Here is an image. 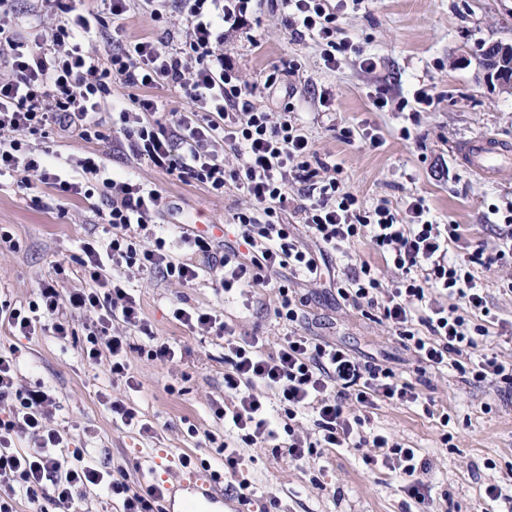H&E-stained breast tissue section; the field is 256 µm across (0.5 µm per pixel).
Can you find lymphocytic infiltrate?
<instances>
[{
    "label": "lymphocytic infiltrate",
    "mask_w": 512,
    "mask_h": 512,
    "mask_svg": "<svg viewBox=\"0 0 512 512\" xmlns=\"http://www.w3.org/2000/svg\"><path fill=\"white\" fill-rule=\"evenodd\" d=\"M107 2L104 18L75 12L70 0H34L22 12L11 0H0V57L5 60L0 70V175L18 174L25 185L38 180L62 198L99 194L109 201L107 210L97 213L103 239L83 243L77 258L90 287L65 295L47 281L28 306H0V320L14 335H30L43 322L53 335L67 337L71 323L63 311L71 309L88 319L86 356L105 362L111 375L137 388L130 374V339L148 327L139 301L124 281L108 277V267H134L189 285L198 279L199 268L180 260L179 252L213 256L208 236H164L163 225L156 222L161 194L134 172H111L98 155L72 159L65 169L50 166L28 139L47 137L54 129L83 141L111 142L137 164L163 169L211 194H223L228 185L240 191L247 204L233 216L238 247L221 258L214 291L229 299L254 285L274 284V315L291 326L302 319L304 300L273 276L284 267L308 282L322 275L318 257L297 245L282 219L289 179L310 183L311 201L300 211L322 250L336 252L366 240L399 274L396 285L387 289L376 270L361 263L348 285L338 287V296L353 308L377 311L380 322L425 366L466 367L473 381L512 392L511 360L487 355L472 366L464 364L490 336L488 299L474 268L512 260V236L493 254L479 247L454 263L448 248L459 242V227L429 221L422 199H412L402 213L385 202L369 208L337 172H319L307 130L288 117L291 105H284L283 117L277 118L257 103L262 91L279 83V72L250 82L224 63L225 26H238L248 12L259 10V0H144L153 21L167 23L177 16L185 22V38L176 45L149 37L113 43L108 24H120L136 0ZM280 2L284 28L311 36L325 68H339L347 45L336 39L338 16L331 0ZM28 19L49 21L41 39L21 36ZM116 83L132 90L121 104L110 99ZM164 88L178 90L187 101L166 121L160 117ZM437 290L454 298L455 306L439 305L433 298ZM172 316L187 328L223 337L229 366L224 387L233 393L234 404L216 407L215 414L230 422L240 444L286 451L297 464L321 458L328 448H362L366 464L399 472L408 496L425 503L430 460L388 434L365 428L371 409L417 403L412 382L390 367L305 336L286 337L270 350L260 337L237 334L217 312L177 305ZM17 372L13 355L0 353V402L9 405L0 418V512H16L20 496L38 502L46 480L55 486L60 512H70L77 487L100 484L121 500L123 512H162L158 484L134 492L125 474L107 475L82 462L63 467L56 453L63 438L47 425L55 400L46 391L19 388ZM267 389L278 395L280 423L269 416L263 399ZM306 414L317 430L312 440L295 433V423ZM26 435L36 437L35 449L16 448V440Z\"/></svg>",
    "instance_id": "lymphocytic-infiltrate-1"
}]
</instances>
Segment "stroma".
I'll return each mask as SVG.
<instances>
[{"instance_id":"1","label":"stroma","mask_w":512,"mask_h":512,"mask_svg":"<svg viewBox=\"0 0 512 512\" xmlns=\"http://www.w3.org/2000/svg\"><path fill=\"white\" fill-rule=\"evenodd\" d=\"M337 25L339 39L350 49L335 71L324 67L312 39L284 33L279 0H263L257 21L225 35L224 56L252 82L272 66L285 70L283 83L264 94L261 105L276 111L293 103V116L308 130L319 160L337 166L347 187L366 204L385 200L400 210L411 198H423L430 220L462 228L463 245L450 247V257L463 256L468 246L495 252L502 243V212L512 203V182L469 171L456 148L480 134L512 142V82H490L479 56L484 44L512 46V0H342ZM183 30L180 18L164 27L138 9L122 21L119 38L148 35L167 42ZM364 54L377 60L376 70L361 67ZM378 87L395 101L423 88L434 104L417 115L393 108L376 112L370 96ZM317 88L332 92L330 107L315 99ZM367 126L380 132V148L340 138L342 128ZM404 127L411 139H402ZM30 144L39 152L53 150L60 165L71 156L103 153L114 172L131 167L127 156L103 142L53 133L31 138ZM140 173L161 193V223L184 224L212 236L216 256L233 248L235 236L224 226L244 206L242 193L229 186L216 196L159 168L145 166ZM105 206L102 196L90 202L65 200L51 186L27 189L18 177L0 178V233L15 242L14 247L0 248V302L27 304L51 279L65 292L86 287L75 257L84 242L100 238L96 212ZM325 260L328 270L320 284L289 283L306 301V320L292 329L274 320L277 299L270 288L249 289L246 299L225 304L214 295L205 272L184 286L147 273L129 275L128 286L141 303L145 322L155 336L177 349L174 361L159 364L141 352L146 337H133L129 358L139 384L135 390L84 358L86 320L79 316L73 319V336L64 339L41 328L28 337L16 336L0 322V349H15L19 386L55 395L52 426L69 446L83 449L86 460L102 469L124 470L136 490L148 483L179 484L183 471L178 458L183 454L223 472L224 454L218 445L236 439L211 410L212 404L231 401L224 391V341L174 320V302L215 308L238 333L267 338L272 345L291 333L335 343L361 359L393 368L419 392L418 403L380 405L370 424L432 459L428 512H504V500L486 499L484 488L495 483L505 497H512V397L466 381L451 367L418 375L413 354L384 324L345 306L336 289L355 264L370 262L387 286L398 278L368 242L351 246L348 257L329 253ZM476 273L495 315L491 347L512 360V292L505 288L512 280V264L480 267ZM115 396L151 425L150 433L113 418L109 400ZM444 414L450 417L445 426L440 423ZM209 434L217 447H206ZM445 434L451 438L447 448L440 443ZM240 454L251 502L239 504L234 486H227L224 512H261L272 498L278 501L277 512L415 510L399 477L386 468L367 466L360 449L332 448L304 466L266 447H244Z\"/></svg>"}]
</instances>
